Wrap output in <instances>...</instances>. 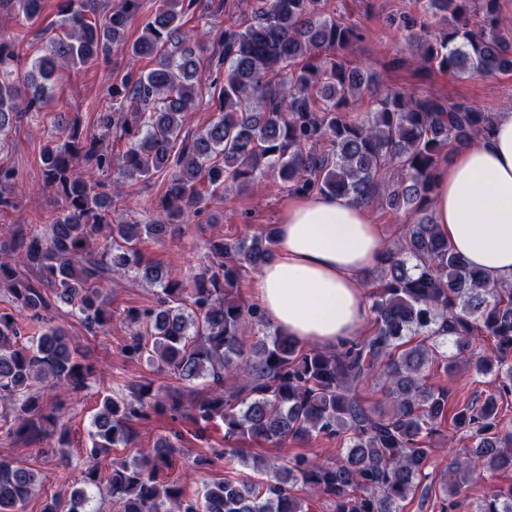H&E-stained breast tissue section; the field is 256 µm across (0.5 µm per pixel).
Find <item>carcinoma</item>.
<instances>
[{
    "label": "carcinoma",
    "mask_w": 512,
    "mask_h": 512,
    "mask_svg": "<svg viewBox=\"0 0 512 512\" xmlns=\"http://www.w3.org/2000/svg\"><path fill=\"white\" fill-rule=\"evenodd\" d=\"M9 2L27 22L43 11L44 0ZM321 3L249 0L246 15L228 18L214 34L185 21L190 12L207 19L212 0H159L142 34L129 41L127 25L143 0H120L93 20L88 15L99 0H58L65 37L50 41L21 78L11 70L12 42L0 35V134L43 111L47 82L62 67H93L114 52L130 65L150 62L149 70L131 69L110 85L112 111L99 115V134L75 122L64 128V139L44 146V183L63 201L52 223L0 227V288L15 305L0 312V420L19 423L23 439L57 436L55 455L69 459L60 396L77 397L94 368L53 323L50 297L70 306L89 334L105 335L113 313L104 288L115 276L157 289L153 306L125 313L135 330L124 357H145L188 383L204 381L187 404L184 390L150 384L132 387L128 400L103 398L91 422L93 463L84 469L83 487L43 512H96L89 508L96 493L116 512H310L298 486L327 499L331 512H401L421 482L430 438L449 418L470 445L443 470L450 505L441 512L466 497L476 473H512V431L502 425L500 405L512 393V286L488 287L450 249L430 208L438 166L454 144L490 136L495 116L466 102L381 86L376 73L348 55L361 30L325 15ZM498 11L499 0H423L419 15L402 16L401 26L426 70L507 74L512 36L503 32ZM204 69L224 75L217 117L183 139ZM114 132L125 140L115 157L102 148ZM81 164L103 173L116 168L118 177L90 184ZM162 173L167 182L155 219L112 218L125 180ZM269 178L292 195L366 198L413 219L368 282L372 331L346 348L329 352L271 333L260 308L236 295L243 274L273 256V229L210 239L213 265L189 275L146 260L140 250L143 238L164 241L201 211V180L210 195L227 200ZM27 322L37 335H26ZM476 335L492 339L491 353L472 351ZM432 366L446 373L468 368L496 386L450 417L448 390L429 382ZM370 383L383 386L389 410L361 398ZM37 384L58 396L49 415L32 390ZM184 408L195 423L221 422L227 443L282 447L326 436L343 440L344 452L281 463L243 458L269 479L215 483L200 498L187 493L188 483L159 477L182 453L166 437L139 458L112 461L101 477L95 459L132 442L129 421ZM35 482L33 471L0 461V512H23ZM479 512H512V483L487 488Z\"/></svg>",
    "instance_id": "obj_1"
}]
</instances>
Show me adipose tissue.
<instances>
[{"instance_id": "obj_1", "label": "adipose tissue", "mask_w": 512, "mask_h": 512, "mask_svg": "<svg viewBox=\"0 0 512 512\" xmlns=\"http://www.w3.org/2000/svg\"><path fill=\"white\" fill-rule=\"evenodd\" d=\"M432 214L449 246L487 284H512V111L492 135L457 145L435 174ZM387 228L366 200L291 197L255 296L281 332L324 349L366 335L367 282L385 264Z\"/></svg>"}]
</instances>
